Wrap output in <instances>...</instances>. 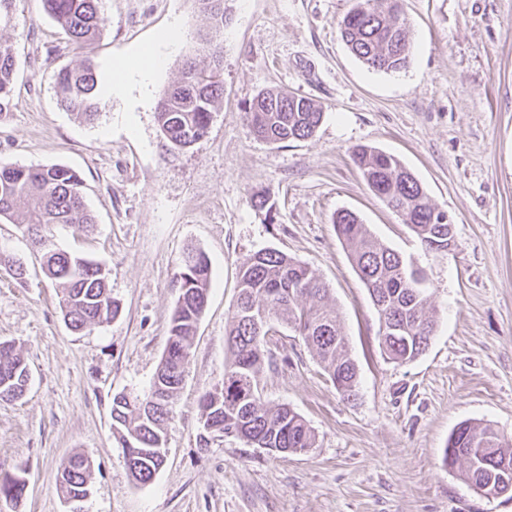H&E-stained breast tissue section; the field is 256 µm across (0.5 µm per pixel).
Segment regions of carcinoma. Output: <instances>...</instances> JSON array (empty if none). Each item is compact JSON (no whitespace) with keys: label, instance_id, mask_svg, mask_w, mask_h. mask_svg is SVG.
<instances>
[{"label":"carcinoma","instance_id":"obj_1","mask_svg":"<svg viewBox=\"0 0 512 512\" xmlns=\"http://www.w3.org/2000/svg\"><path fill=\"white\" fill-rule=\"evenodd\" d=\"M43 5L81 50L106 24L97 0H43ZM341 32L351 52L374 70L399 71L409 63L410 43L398 0H358L343 17ZM210 56L212 63L207 68L186 64L180 79L160 99L158 122L175 147L191 146L187 133L192 130L205 134L212 111L223 98L222 47H210ZM14 71V56L0 48V115L10 105ZM53 80L70 111L87 121L99 116L102 102L97 65L91 55H85L75 69L54 73ZM261 96V111L248 110L252 131L261 139L303 140L311 137L321 122L322 110L310 99L273 90ZM352 157L368 186L427 249L448 252V224L430 222L438 206L416 181L402 175L404 166L393 155L358 146ZM81 187L79 175L65 166L23 167L0 162V218H13L17 203L25 201L21 224L32 243L41 247L44 273L61 289V313L75 332L89 331L119 313L106 277L99 274L100 264L54 247L47 235L54 224L94 223ZM334 224L376 308L384 355L401 364L417 359L428 349L437 323L429 310L425 276L401 253L377 241L348 211L337 212ZM187 258L176 278L178 297L150 391L141 398L125 395L119 402L112 401L113 434L124 448L125 462L133 464L129 472L138 484L150 482L163 465L155 448L159 439L165 438L171 404L183 381L192 339L207 303L210 263L201 252H191ZM238 288L226 331L231 358L220 389L205 393L201 399L207 419L217 427L214 435L235 432L271 451L312 448L316 435L307 421L286 405L265 407L255 387L268 360L267 330L282 327L304 338L344 397L356 396L358 370L336 311L328 303V289L306 264L276 249L258 251L243 262ZM26 378L28 366L21 352L12 342H0V400L20 398ZM492 431L489 424L466 422L462 431L451 433L444 450V462L460 465L463 479L487 494L499 482L488 465L490 461L511 470L508 483L512 485V439L502 437L493 444L487 438ZM84 459V454L76 452L62 462V496L86 490L91 470L77 465ZM25 487L21 477L3 478L0 499L15 505Z\"/></svg>","mask_w":512,"mask_h":512}]
</instances>
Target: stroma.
Here are the masks:
<instances>
[{
    "mask_svg": "<svg viewBox=\"0 0 512 512\" xmlns=\"http://www.w3.org/2000/svg\"><path fill=\"white\" fill-rule=\"evenodd\" d=\"M408 68H368L339 23L354 0H224L214 29L198 0H100L108 19L91 46L99 74L132 59L178 24L180 38L145 82L104 97L94 122L70 112L54 72L83 56L42 0L0 13V45L16 60L10 108L0 114V160L63 165L83 179L94 221L56 224L60 249L102 263L117 317L77 334L59 291L19 225L0 220V253L24 262V280L0 267V341L31 373L22 398L0 401V478L26 490L0 512H68L61 462H94L84 512H512L443 463L452 431L487 423L512 437V0H403ZM223 48L224 97L206 138L187 149L163 135L156 108L186 60L208 66ZM273 89L314 101L313 136L256 137L247 108ZM394 155L447 211L455 245L426 249L367 185L354 146ZM267 197L258 208V197ZM354 212L382 244L427 275L438 316L429 348L397 364L383 355L370 295L339 240L334 217ZM274 248L306 263L328 290L359 372L345 399L301 336L279 330L265 348L262 401L285 405L316 434L314 448L279 454L229 436L201 446L202 396L221 382L238 272ZM212 275L167 426L166 460L135 483L112 435V399L141 395L163 356L189 251Z\"/></svg>",
    "mask_w": 512,
    "mask_h": 512,
    "instance_id": "stroma-1",
    "label": "stroma"
}]
</instances>
